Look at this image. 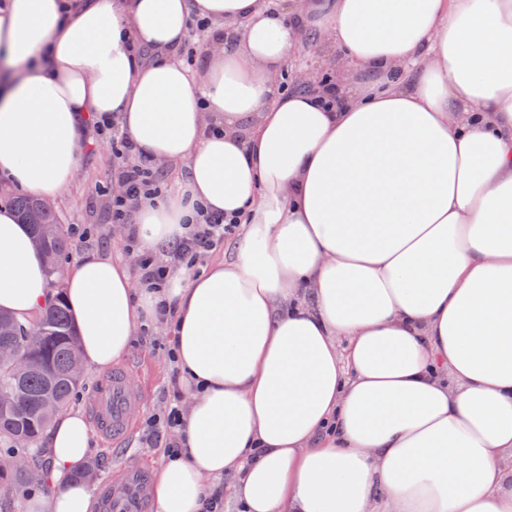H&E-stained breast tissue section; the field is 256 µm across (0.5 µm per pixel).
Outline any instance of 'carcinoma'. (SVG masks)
<instances>
[{
	"label": "carcinoma",
	"mask_w": 512,
	"mask_h": 512,
	"mask_svg": "<svg viewBox=\"0 0 512 512\" xmlns=\"http://www.w3.org/2000/svg\"><path fill=\"white\" fill-rule=\"evenodd\" d=\"M21 220L32 226L39 237L45 225L53 234L42 241V254L50 277L58 276L59 258L71 250V241L60 224L56 210H42L36 199L24 196L9 201ZM7 344L32 364L22 379L13 374L10 364L0 360V439L32 443L45 427L67 408L82 378L69 371L73 360L81 357L79 338L62 299L56 296L39 313L37 320L26 325L0 312V345ZM41 480L39 468L1 471L0 487Z\"/></svg>",
	"instance_id": "1"
}]
</instances>
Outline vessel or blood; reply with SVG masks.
I'll use <instances>...</instances> for the list:
<instances>
[{
  "label": "vessel or blood",
  "instance_id": "b4317fda",
  "mask_svg": "<svg viewBox=\"0 0 512 512\" xmlns=\"http://www.w3.org/2000/svg\"><path fill=\"white\" fill-rule=\"evenodd\" d=\"M141 400L124 370L115 368L104 374L92 400L94 423L100 434L113 444L123 443ZM152 480L151 472L144 466L125 464L118 475L99 488L100 512H150Z\"/></svg>",
  "mask_w": 512,
  "mask_h": 512
}]
</instances>
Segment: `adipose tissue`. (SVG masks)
I'll list each match as a JSON object with an SVG mask.
<instances>
[{
  "instance_id": "obj_1",
  "label": "adipose tissue",
  "mask_w": 512,
  "mask_h": 512,
  "mask_svg": "<svg viewBox=\"0 0 512 512\" xmlns=\"http://www.w3.org/2000/svg\"><path fill=\"white\" fill-rule=\"evenodd\" d=\"M315 33L332 85L281 89ZM106 113L181 170L133 206L144 249L170 253L198 206L240 226L159 293L105 253L64 273L99 369L174 306L193 391L158 512H203L225 476L242 512H512V0H0V180L56 199ZM51 297L0 206V309ZM88 449L82 413L46 428L55 491L28 512H92ZM192 23L188 30L187 39L183 49V56L186 61V50L193 48L194 56L192 57L193 64L191 66L196 69H201L206 64L207 57L209 55L208 46L211 41L209 38L210 29L207 31L205 30L203 33H198L199 31L193 27Z\"/></svg>"
}]
</instances>
